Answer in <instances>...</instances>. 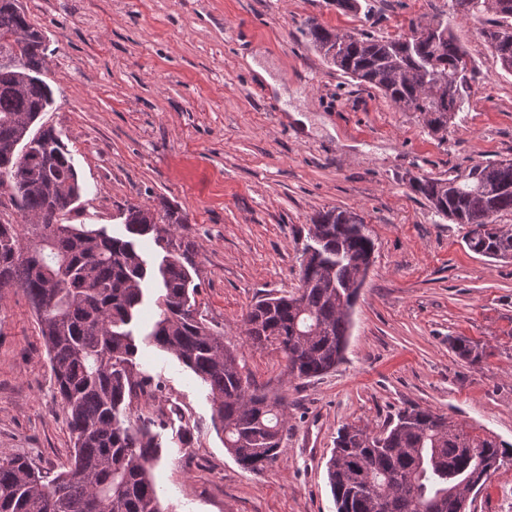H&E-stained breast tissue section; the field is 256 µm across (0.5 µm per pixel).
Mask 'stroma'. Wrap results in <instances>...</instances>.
<instances>
[{
    "mask_svg": "<svg viewBox=\"0 0 512 512\" xmlns=\"http://www.w3.org/2000/svg\"><path fill=\"white\" fill-rule=\"evenodd\" d=\"M22 2L48 40L53 102L42 121L83 185L66 223L121 236L126 206L177 207L195 248L199 311L255 383L288 403L283 453L260 472L241 469L212 427L208 389L145 341L158 315L148 290L133 327L136 369L183 407L155 428L164 512H336L327 461L338 429L377 431L412 405L512 443V260L469 251L462 225L409 186L512 159V74L476 22L453 21L477 78L442 141L418 113L326 64L302 28L313 18L394 37L410 20L448 14L451 0H369L368 15L328 0ZM332 207L364 218L374 261L344 361L290 381L278 350L247 342L243 317L267 294L297 291L311 219ZM456 336L484 349L483 361L458 359ZM70 447L36 314L21 289L0 290V455L55 473ZM472 512H512V462L490 474Z\"/></svg>",
    "mask_w": 512,
    "mask_h": 512,
    "instance_id": "stroma-1",
    "label": "stroma"
}]
</instances>
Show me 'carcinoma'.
Listing matches in <instances>:
<instances>
[{"instance_id": "carcinoma-1", "label": "carcinoma", "mask_w": 512, "mask_h": 512, "mask_svg": "<svg viewBox=\"0 0 512 512\" xmlns=\"http://www.w3.org/2000/svg\"><path fill=\"white\" fill-rule=\"evenodd\" d=\"M454 12L483 22L480 35L504 71L512 72V0H452ZM491 13L494 18L483 20ZM437 25L439 39H347L314 19L303 33L323 60L379 92L405 112L424 116L433 134L448 132L463 111L475 67L440 15L410 28ZM0 189H8L22 223L0 221V288L26 295L47 348L50 369L73 448L65 470L49 476L22 456H0V512H162L152 465L160 448L149 417L131 420L136 389L151 379L136 370L131 325L154 280L160 310L147 339L174 355L210 389L212 424L224 449L244 470L259 472L283 453L288 405L254 386L224 333L192 303L193 244L177 234L179 209L163 214L129 206L126 236L64 224L81 196L71 153L52 127L37 126L51 102L42 79L46 38L27 18L21 0H0ZM411 190L440 218L466 226L471 252L512 259V160L476 163L448 178H418ZM338 208L318 212L308 229L319 255L302 259L300 287L257 301L243 323L255 346H276L290 379L319 377L343 360L360 264L375 248L363 219ZM152 236L165 252L151 271L136 248ZM450 348L479 364L484 352L459 336ZM512 461V445L470 432L419 405L398 412L379 433L356 424L338 431L327 464L336 512H455V495L475 477Z\"/></svg>"}]
</instances>
